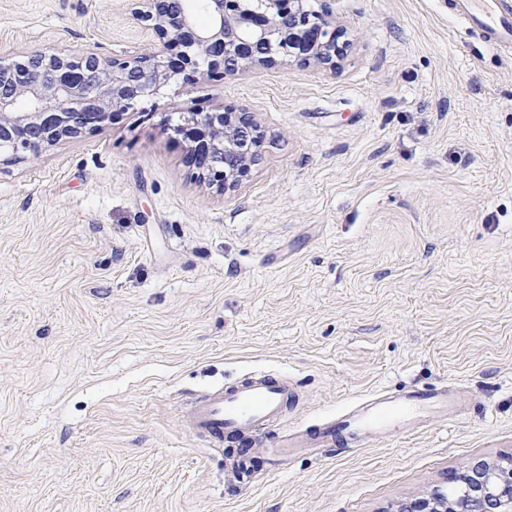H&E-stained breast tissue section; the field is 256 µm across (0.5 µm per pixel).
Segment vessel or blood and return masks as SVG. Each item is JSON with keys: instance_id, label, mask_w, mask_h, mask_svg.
Listing matches in <instances>:
<instances>
[{"instance_id": "1", "label": "vessel or blood", "mask_w": 512, "mask_h": 512, "mask_svg": "<svg viewBox=\"0 0 512 512\" xmlns=\"http://www.w3.org/2000/svg\"><path fill=\"white\" fill-rule=\"evenodd\" d=\"M448 10L477 29L489 45H512V0H448ZM289 395L290 388L280 377L252 373L236 384L196 398L189 405L187 420L193 433L217 444L228 436L249 437L281 424ZM465 400V390L452 384L374 391L337 414L335 422L319 433L299 429L280 435L273 453L291 457L327 447L339 438L364 448L384 431L408 435L430 426H445L462 418Z\"/></svg>"}]
</instances>
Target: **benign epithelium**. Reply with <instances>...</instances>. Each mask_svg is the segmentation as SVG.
<instances>
[{"label": "benign epithelium", "instance_id": "7a95c632", "mask_svg": "<svg viewBox=\"0 0 512 512\" xmlns=\"http://www.w3.org/2000/svg\"><path fill=\"white\" fill-rule=\"evenodd\" d=\"M137 19L177 48L176 64L158 54L121 60L88 49L78 57L38 51L0 60V154H37L58 141L93 133L117 114L155 97L187 71L233 75L286 58L336 69L350 46L332 12L304 0H205L200 26L183 0H137ZM175 132L198 175L216 190L235 191L261 160L262 141L247 112H190ZM448 493L431 492L396 512H512V456L454 473Z\"/></svg>", "mask_w": 512, "mask_h": 512}]
</instances>
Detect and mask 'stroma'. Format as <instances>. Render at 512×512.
I'll return each mask as SVG.
<instances>
[{"instance_id": "stroma-1", "label": "stroma", "mask_w": 512, "mask_h": 512, "mask_svg": "<svg viewBox=\"0 0 512 512\" xmlns=\"http://www.w3.org/2000/svg\"><path fill=\"white\" fill-rule=\"evenodd\" d=\"M351 46L196 75L97 132L0 157V512H395L512 455V48L442 0H307ZM133 0H0V59L159 50ZM254 114L235 192L180 114ZM291 380L285 427L378 389L463 382L460 421L276 460L189 402Z\"/></svg>"}]
</instances>
